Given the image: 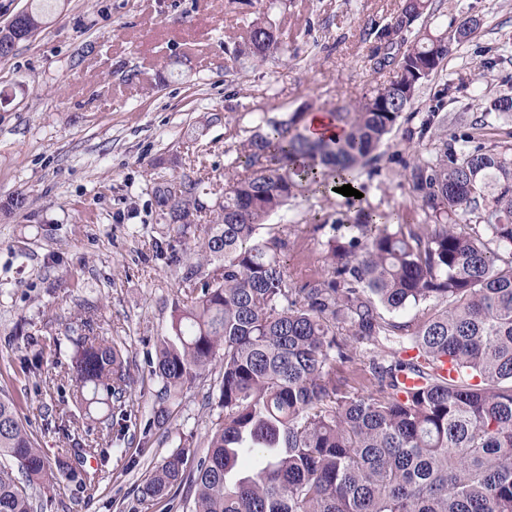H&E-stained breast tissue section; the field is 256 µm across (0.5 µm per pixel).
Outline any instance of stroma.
I'll use <instances>...</instances> for the list:
<instances>
[{
	"instance_id": "1",
	"label": "stroma",
	"mask_w": 512,
	"mask_h": 512,
	"mask_svg": "<svg viewBox=\"0 0 512 512\" xmlns=\"http://www.w3.org/2000/svg\"><path fill=\"white\" fill-rule=\"evenodd\" d=\"M402 0H53L42 28L0 59V394L17 397L20 416L53 461L71 443L54 429L73 416L83 440L103 450L95 463L106 479L95 491L68 480L36 492L38 512H190L193 493L143 502L137 489L153 467L184 441L202 442L219 407L216 373L177 400L158 397L151 372L156 342L168 335L179 298L180 262L194 254L168 225L151 195L154 182L184 175L220 183L233 129L251 130L261 116L326 112L358 101L389 82L395 67L377 68L379 43L366 37ZM429 35L448 40L442 71L423 90L377 150L358 196L312 195L271 217L287 229L282 255L301 286L329 270L326 242L344 236L345 216L363 206L411 205L404 164L433 152L440 137L463 133L482 118L480 141L512 142V112L489 101L512 100V0H433ZM280 28L288 56L276 65L245 63L227 74L225 45L256 19ZM470 21L468 40L456 42ZM447 85L436 101L433 92ZM438 109L445 123L420 134ZM21 209H11L13 200ZM323 228H316V221ZM173 242L171 263L155 242ZM98 337L128 350L129 417L112 427L101 404L77 408L69 393L74 345L85 313ZM40 357L23 370L21 357ZM167 408L164 429L152 427Z\"/></svg>"
}]
</instances>
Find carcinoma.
<instances>
[{
    "label": "carcinoma",
    "mask_w": 512,
    "mask_h": 512,
    "mask_svg": "<svg viewBox=\"0 0 512 512\" xmlns=\"http://www.w3.org/2000/svg\"><path fill=\"white\" fill-rule=\"evenodd\" d=\"M430 6L404 0L368 29L397 76L329 113L338 138H310L304 112L264 115L240 142L213 206L204 205L211 189L201 177H180L177 196L154 184L179 238L201 213L212 219L200 259L183 265L184 298L174 302L152 375L169 401L219 369L221 412L205 452L180 444L150 471L142 500L187 483L192 512H512V158L484 150L473 132L438 140L435 156L403 173L427 223L359 208L344 220L353 235L326 243L331 275L299 288L281 260L288 239L258 236L290 200L354 187L375 162L448 55L429 35L398 50ZM42 25L34 8L0 28V58L12 52L2 44ZM287 52L279 29L257 20L226 50L234 66L275 64ZM467 214L475 223H463ZM410 309L414 318L395 320ZM357 359L366 394L341 371ZM128 379L124 346L89 336L77 344L76 404H105L124 419ZM17 405L0 396V456L17 463L0 468V512H34L32 490L64 477L93 490L97 472L52 467Z\"/></svg>",
    "instance_id": "cac0c4a2"
}]
</instances>
